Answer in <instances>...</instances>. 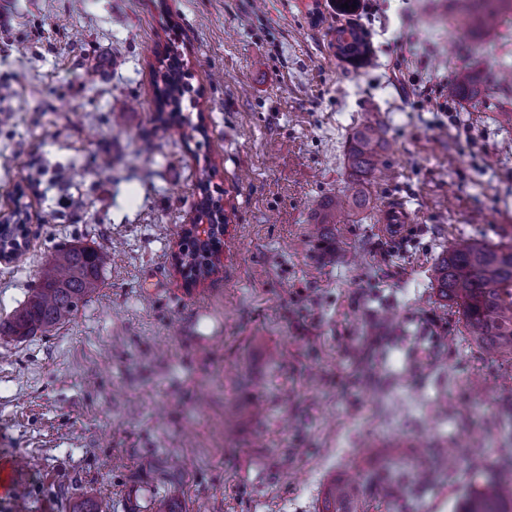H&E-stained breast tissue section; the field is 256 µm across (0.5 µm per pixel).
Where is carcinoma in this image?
I'll return each instance as SVG.
<instances>
[{
    "mask_svg": "<svg viewBox=\"0 0 512 512\" xmlns=\"http://www.w3.org/2000/svg\"><path fill=\"white\" fill-rule=\"evenodd\" d=\"M512 25V0H461L448 27H467L488 35L500 27ZM336 42L356 62L367 60L369 48L365 34L356 28L336 30ZM161 81V109L168 119L185 123L181 104L189 92L185 74L169 65L158 71ZM479 80L465 76L448 87L451 96H477ZM384 132L378 124H364L349 139L348 166L355 177L351 193L327 200L310 225L309 235L321 234L325 224H341L344 219L369 203L365 180L377 171L383 149ZM202 199L198 207L207 216L214 205L209 193L208 175L199 184ZM191 269L201 277L216 272L210 244L197 240L186 243ZM111 261V253L81 245L56 251L43 265L37 287L28 299L7 318L0 320V335L26 339L43 336L68 321L101 286V272ZM433 283L443 307L458 314L470 340L488 354L512 358V239L491 242L459 238L442 254L433 267ZM475 443L461 449L452 459H443L448 470L472 471L471 486L464 512H512V460L487 461L472 469L477 459ZM375 485L368 476L355 485L336 481L328 488L322 512H359L357 502L367 488Z\"/></svg>",
    "mask_w": 512,
    "mask_h": 512,
    "instance_id": "carcinoma-1",
    "label": "carcinoma"
}]
</instances>
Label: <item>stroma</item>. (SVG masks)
Listing matches in <instances>:
<instances>
[{
    "mask_svg": "<svg viewBox=\"0 0 512 512\" xmlns=\"http://www.w3.org/2000/svg\"><path fill=\"white\" fill-rule=\"evenodd\" d=\"M454 0H7L0 9V212L27 246L0 262V318L58 247L112 253L58 329L0 335V512H320L336 480L479 437L512 455V360L472 344L431 273L461 237L512 236V31L451 49ZM364 30L369 61L336 56ZM177 47L206 134L160 120L152 71ZM482 79L478 98L449 83ZM386 129L371 208L305 232L348 191L349 136ZM112 160L101 170V158ZM82 179L60 193L56 165ZM235 218L218 273L185 287L172 254L202 171ZM409 217L381 229L390 206ZM56 210L55 223H41ZM465 475L366 496L367 512H457Z\"/></svg>",
    "mask_w": 512,
    "mask_h": 512,
    "instance_id": "obj_1",
    "label": "stroma"
}]
</instances>
